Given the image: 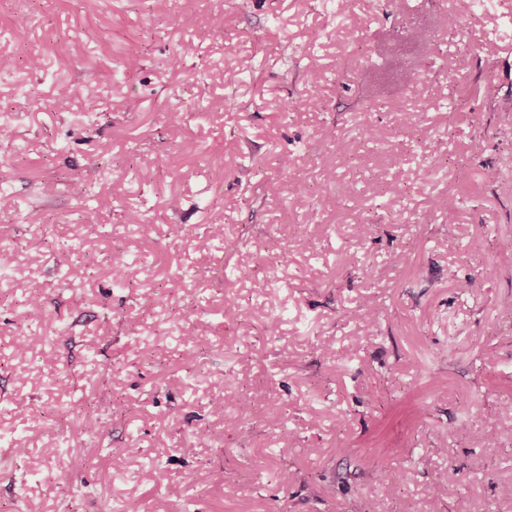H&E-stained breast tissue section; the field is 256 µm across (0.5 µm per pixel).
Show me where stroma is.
<instances>
[{
    "label": "stroma",
    "instance_id": "1",
    "mask_svg": "<svg viewBox=\"0 0 512 512\" xmlns=\"http://www.w3.org/2000/svg\"><path fill=\"white\" fill-rule=\"evenodd\" d=\"M1 58L0 512H512V0H5Z\"/></svg>",
    "mask_w": 512,
    "mask_h": 512
}]
</instances>
